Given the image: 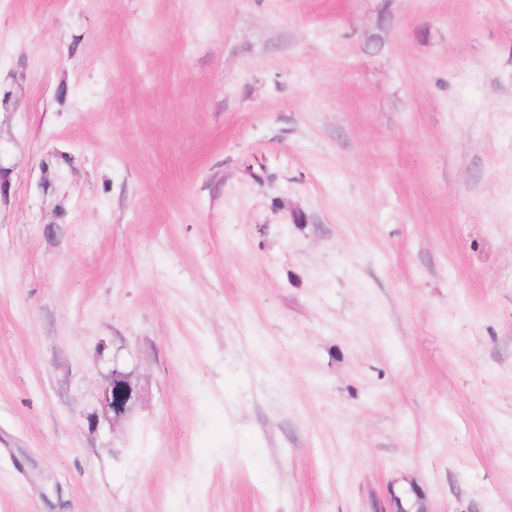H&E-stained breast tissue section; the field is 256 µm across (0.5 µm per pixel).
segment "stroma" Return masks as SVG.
<instances>
[{
  "instance_id": "1",
  "label": "stroma",
  "mask_w": 512,
  "mask_h": 512,
  "mask_svg": "<svg viewBox=\"0 0 512 512\" xmlns=\"http://www.w3.org/2000/svg\"><path fill=\"white\" fill-rule=\"evenodd\" d=\"M0 83V512H512V0H0ZM139 399L128 375L112 368L102 391L101 405L104 415L112 423L125 419Z\"/></svg>"
}]
</instances>
